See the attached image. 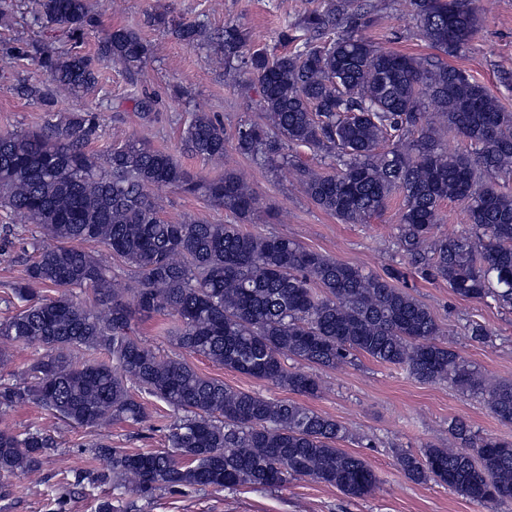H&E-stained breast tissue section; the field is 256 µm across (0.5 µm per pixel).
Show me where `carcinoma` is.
I'll use <instances>...</instances> for the list:
<instances>
[{"mask_svg": "<svg viewBox=\"0 0 512 512\" xmlns=\"http://www.w3.org/2000/svg\"><path fill=\"white\" fill-rule=\"evenodd\" d=\"M422 37L446 55L478 30L475 0H410ZM362 0H333L304 17L320 36L288 53H244L246 38L224 29L215 57L227 81L244 73L259 86L260 113L238 129L236 149L264 162L284 158V145L337 154L332 173L300 170L303 192L345 224L383 212L403 195L399 241L428 275L459 298L496 299L512 310V196L490 177L512 172V111L481 83L436 57L382 49L358 34ZM41 23L74 38L91 26L87 0H39ZM176 33L191 46L201 25L182 22ZM52 88L25 93L54 111L57 96H77L98 81L96 63L140 68L151 48L129 28L99 42L96 58L66 57L34 46ZM100 114L57 115L39 131L0 132V207L36 226L26 278L13 294L23 307L0 322V341L41 345L30 367L34 382L0 381V409L35 400L73 425L101 427L147 417L138 390L166 403L175 419L168 450L129 454L98 442L112 487L149 499L183 487H280L309 478L351 497H364L377 478L361 457L336 447L347 429L292 400L274 401L234 390L201 375L187 357L212 362L288 391L314 396L316 375L302 366L334 369L360 354L401 365L424 382L448 380L482 396L501 421L512 423V383H487L459 354L438 341L430 310L387 280L364 273L277 235L211 224L203 218L171 224L160 216L153 190L170 187L205 196L247 219L255 197L232 170L206 181L170 153L132 138L90 152L101 137ZM448 130L470 142L473 154L440 147ZM394 132L411 135L405 149L379 151ZM183 150L221 162L224 127L195 112ZM464 204L471 231L431 238L442 202ZM101 244L138 279L128 289L98 254ZM59 288L43 298L40 288ZM91 291L94 304L72 290ZM171 316V341L186 356H163L130 334L134 316ZM73 350L105 358L75 362ZM298 363L290 367L286 360ZM459 448L429 444L422 457L398 464L419 483L433 480L482 504L512 503V442L479 437L462 420L450 426ZM58 447L40 428L0 429V476L37 470Z\"/></svg>", "mask_w": 512, "mask_h": 512, "instance_id": "1", "label": "carcinoma"}]
</instances>
